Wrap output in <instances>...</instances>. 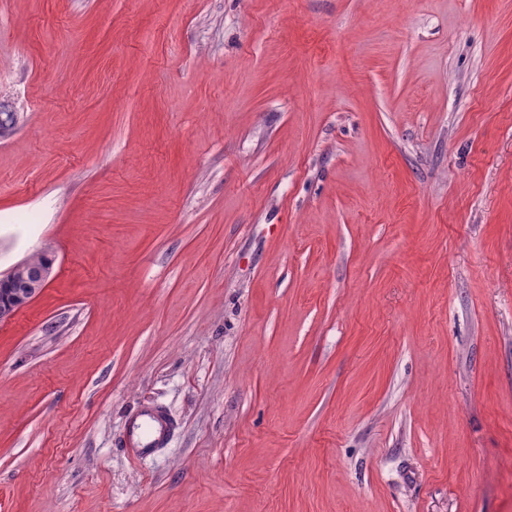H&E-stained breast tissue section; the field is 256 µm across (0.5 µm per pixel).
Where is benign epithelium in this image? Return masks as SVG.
I'll use <instances>...</instances> for the list:
<instances>
[{
  "instance_id": "benign-epithelium-1",
  "label": "benign epithelium",
  "mask_w": 512,
  "mask_h": 512,
  "mask_svg": "<svg viewBox=\"0 0 512 512\" xmlns=\"http://www.w3.org/2000/svg\"><path fill=\"white\" fill-rule=\"evenodd\" d=\"M54 258L41 262L30 259L0 276V322L11 319L32 303L52 279Z\"/></svg>"
}]
</instances>
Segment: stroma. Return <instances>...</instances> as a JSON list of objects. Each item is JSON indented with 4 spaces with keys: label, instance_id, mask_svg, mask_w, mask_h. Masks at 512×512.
Masks as SVG:
<instances>
[{
    "label": "stroma",
    "instance_id": "obj_1",
    "mask_svg": "<svg viewBox=\"0 0 512 512\" xmlns=\"http://www.w3.org/2000/svg\"><path fill=\"white\" fill-rule=\"evenodd\" d=\"M0 110V512H512V0H0ZM45 256L42 262L25 260L0 276V322L11 319L46 288L52 279L55 260ZM171 430L172 421L163 410L147 407L134 418L125 445L132 448L136 456L145 455L165 443Z\"/></svg>",
    "mask_w": 512,
    "mask_h": 512
}]
</instances>
